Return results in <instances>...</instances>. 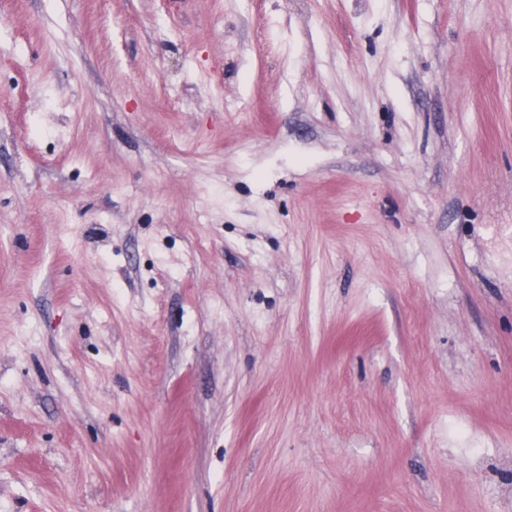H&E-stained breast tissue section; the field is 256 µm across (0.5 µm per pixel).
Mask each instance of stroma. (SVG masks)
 Returning <instances> with one entry per match:
<instances>
[{
    "mask_svg": "<svg viewBox=\"0 0 512 512\" xmlns=\"http://www.w3.org/2000/svg\"><path fill=\"white\" fill-rule=\"evenodd\" d=\"M0 512H512V0H0Z\"/></svg>",
    "mask_w": 512,
    "mask_h": 512,
    "instance_id": "obj_1",
    "label": "stroma"
}]
</instances>
